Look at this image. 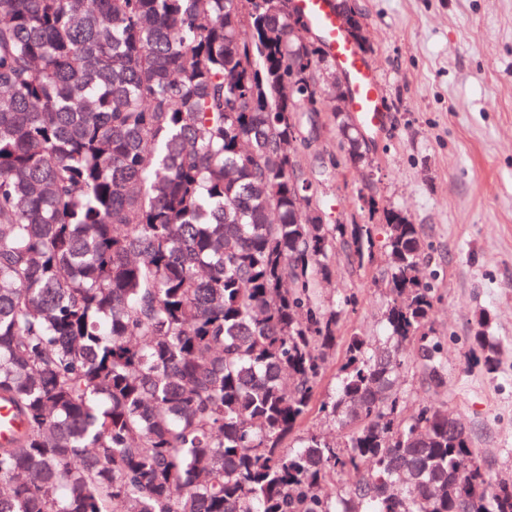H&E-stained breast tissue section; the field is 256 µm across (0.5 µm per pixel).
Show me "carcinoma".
<instances>
[{
  "label": "carcinoma",
  "mask_w": 512,
  "mask_h": 512,
  "mask_svg": "<svg viewBox=\"0 0 512 512\" xmlns=\"http://www.w3.org/2000/svg\"><path fill=\"white\" fill-rule=\"evenodd\" d=\"M288 0H0V512H512L452 415L425 229L386 213V335H353L299 433L345 309L320 284L370 224L300 180L334 63ZM489 316L472 341L497 367ZM344 473L337 495L327 483ZM344 355V341L343 339H339L336 347L331 351L327 370L322 378L321 386L319 389V393L316 396V401L314 408L309 416V419L304 423L301 427V433L310 432H319L323 433L329 437H335L336 443L341 444L344 441V431L338 424H334L333 422H329L326 420L322 413H319L318 407L320 401L332 393L336 388V371L337 366L340 363Z\"/></svg>",
  "instance_id": "carcinoma-1"
}]
</instances>
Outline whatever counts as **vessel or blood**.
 Returning <instances> with one entry per match:
<instances>
[{
  "mask_svg": "<svg viewBox=\"0 0 512 512\" xmlns=\"http://www.w3.org/2000/svg\"><path fill=\"white\" fill-rule=\"evenodd\" d=\"M294 6L309 19L326 53L335 61L345 81L351 110L368 127L385 124L388 114L379 94L380 75L364 53L348 40L332 0H294Z\"/></svg>",
  "mask_w": 512,
  "mask_h": 512,
  "instance_id": "vessel-or-blood-1",
  "label": "vessel or blood"
}]
</instances>
